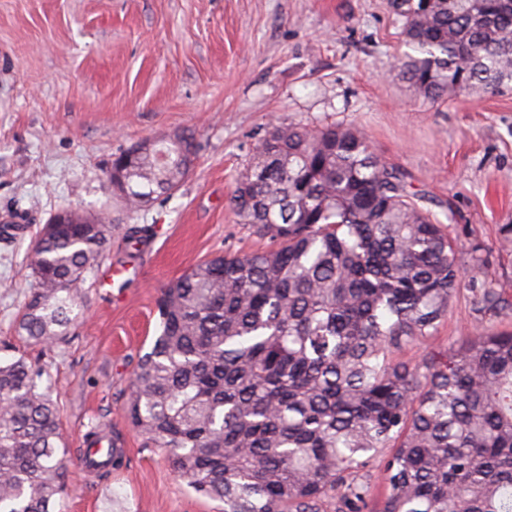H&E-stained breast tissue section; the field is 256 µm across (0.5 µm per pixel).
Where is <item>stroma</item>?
<instances>
[{"label":"stroma","instance_id":"obj_1","mask_svg":"<svg viewBox=\"0 0 512 512\" xmlns=\"http://www.w3.org/2000/svg\"><path fill=\"white\" fill-rule=\"evenodd\" d=\"M408 48L390 0H0V359L46 369L71 457L57 512H224L166 456L144 448L126 415L128 385L160 331L163 288L215 256L271 248L240 223L231 196L275 120L356 124L418 204L445 221L468 279L512 302V90L434 102L397 76ZM192 136L196 158L168 198L127 219L112 192L115 155L147 138ZM112 218L107 244L78 290L65 341L17 333L33 278L31 245L49 218ZM148 225L142 242L126 235ZM481 245L484 266L470 249ZM134 278L100 286L112 266ZM454 297L434 337L400 352H451L476 328L512 330V311L479 317ZM106 425L123 462L98 478L79 461L84 435Z\"/></svg>","mask_w":512,"mask_h":512}]
</instances>
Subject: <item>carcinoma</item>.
<instances>
[{
    "mask_svg": "<svg viewBox=\"0 0 512 512\" xmlns=\"http://www.w3.org/2000/svg\"><path fill=\"white\" fill-rule=\"evenodd\" d=\"M399 72L426 100L512 84V0H402ZM195 144L158 140L129 163L125 208L175 191ZM240 223L276 245L190 268L158 299L161 331L129 382L127 417L196 493L224 512H367L368 468L386 456L377 512H512V331L409 365L463 278L444 225L408 195L363 128L280 122L232 196ZM104 224L44 225L18 335L64 338ZM475 290L474 311L505 309ZM45 370L0 361V512H54L70 458ZM89 463L105 477L120 462Z\"/></svg>",
    "mask_w": 512,
    "mask_h": 512,
    "instance_id": "cac0c4a2",
    "label": "carcinoma"
}]
</instances>
